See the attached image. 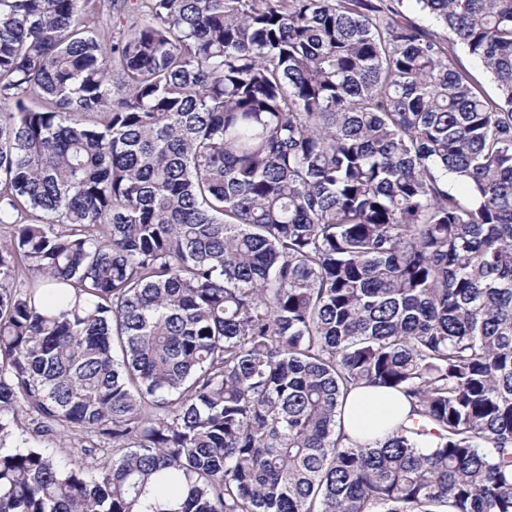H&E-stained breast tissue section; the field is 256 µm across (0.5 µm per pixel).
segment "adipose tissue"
Instances as JSON below:
<instances>
[{
  "mask_svg": "<svg viewBox=\"0 0 512 512\" xmlns=\"http://www.w3.org/2000/svg\"><path fill=\"white\" fill-rule=\"evenodd\" d=\"M410 410L408 401L399 393L357 388L342 405L343 431L353 439H371L380 436L382 423L405 418Z\"/></svg>",
  "mask_w": 512,
  "mask_h": 512,
  "instance_id": "obj_1",
  "label": "adipose tissue"
}]
</instances>
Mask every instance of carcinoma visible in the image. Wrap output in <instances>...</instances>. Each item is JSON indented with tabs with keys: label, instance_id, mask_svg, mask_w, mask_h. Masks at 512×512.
Instances as JSON below:
<instances>
[{
	"label": "carcinoma",
	"instance_id": "obj_1",
	"mask_svg": "<svg viewBox=\"0 0 512 512\" xmlns=\"http://www.w3.org/2000/svg\"><path fill=\"white\" fill-rule=\"evenodd\" d=\"M95 2L0 0V512H512V0ZM408 401L399 393L376 388H356L342 405L343 432L353 439H371L382 435V423L405 418Z\"/></svg>",
	"mask_w": 512,
	"mask_h": 512
}]
</instances>
